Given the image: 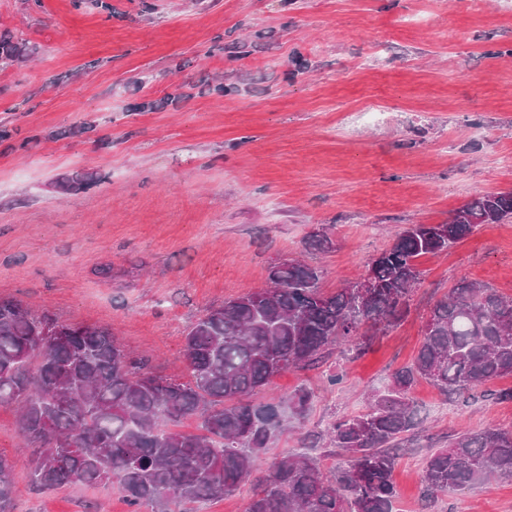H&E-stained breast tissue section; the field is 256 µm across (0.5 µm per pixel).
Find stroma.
<instances>
[{"label": "stroma", "mask_w": 512, "mask_h": 512, "mask_svg": "<svg viewBox=\"0 0 512 512\" xmlns=\"http://www.w3.org/2000/svg\"><path fill=\"white\" fill-rule=\"evenodd\" d=\"M109 2L0 0V33L39 48L0 69V298L111 329L157 376L188 381V327L267 288L275 260H306L333 293L408 225L512 192V0L478 13L455 0ZM219 82L224 93H211ZM81 173L90 185L68 189ZM321 227L331 249H306ZM419 266L407 314L364 352L332 348L256 393L314 392L265 466L311 434L310 455L333 477L343 458L325 434L413 359L433 305L463 279L512 295V223L481 225ZM511 387L498 378L464 399L416 385L393 512H512V484L428 507L420 481L450 437L512 429V401L493 397ZM24 444L14 409L0 407L13 512H130L113 485L33 492Z\"/></svg>", "instance_id": "stroma-1"}]
</instances>
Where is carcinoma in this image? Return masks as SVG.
Listing matches in <instances>:
<instances>
[{
  "mask_svg": "<svg viewBox=\"0 0 512 512\" xmlns=\"http://www.w3.org/2000/svg\"><path fill=\"white\" fill-rule=\"evenodd\" d=\"M37 47L0 34V68L23 62ZM512 219V192L486 193L436 227L412 224L378 253L364 294L320 288L321 271L299 259L270 267V287L210 308L185 336L190 380L144 371L142 360L112 330L36 315L0 298V406L16 408L27 445L35 448L30 485L54 490L73 483L118 484L132 512H175L187 503L222 499L254 482L245 512H393L398 445L417 426L415 385L470 394L512 376V297L462 280L436 303L413 363L396 371L363 412L343 415L330 444L348 457L331 479L304 453L260 474V460L287 419L307 415L312 392L283 401L251 397L274 376L316 363L335 345L361 351L365 323L385 329L406 312L421 281L418 260L468 238L475 219ZM199 422L201 433L176 426ZM13 462L0 454V512H12ZM491 482L512 484V430L490 424L432 453L423 469V498Z\"/></svg>",
  "mask_w": 512,
  "mask_h": 512,
  "instance_id": "1",
  "label": "carcinoma"
}]
</instances>
